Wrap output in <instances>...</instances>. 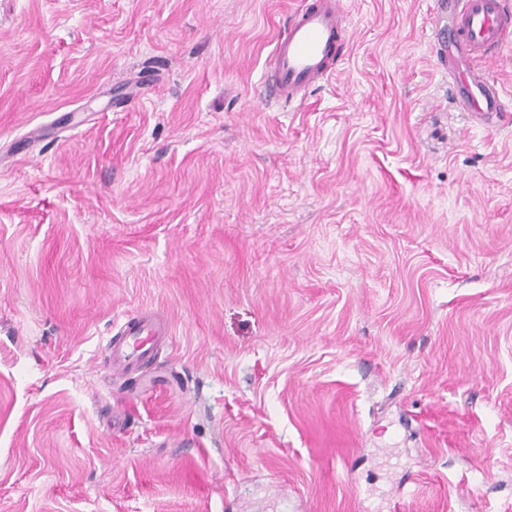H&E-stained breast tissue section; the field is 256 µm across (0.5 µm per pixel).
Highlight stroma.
Here are the masks:
<instances>
[{"label": "stroma", "mask_w": 512, "mask_h": 512, "mask_svg": "<svg viewBox=\"0 0 512 512\" xmlns=\"http://www.w3.org/2000/svg\"><path fill=\"white\" fill-rule=\"evenodd\" d=\"M430 2L291 108L300 0H0V512H512V126ZM121 329L126 340L123 344H112L109 365L115 372H124L134 363L143 361L150 354L152 336L159 331L156 322L149 315L136 317L125 322Z\"/></svg>", "instance_id": "obj_1"}]
</instances>
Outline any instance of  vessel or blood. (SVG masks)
Wrapping results in <instances>:
<instances>
[{
	"label": "vessel or blood",
	"mask_w": 512,
	"mask_h": 512,
	"mask_svg": "<svg viewBox=\"0 0 512 512\" xmlns=\"http://www.w3.org/2000/svg\"><path fill=\"white\" fill-rule=\"evenodd\" d=\"M454 52L439 49L437 57L450 78L461 81L459 104L480 122L501 115L497 88L473 60L496 61L512 42V0H457ZM348 27L343 0H308L279 29L270 52L271 68L263 72L258 91L267 101H303L310 88L328 80L346 44ZM124 343L111 345L109 364L122 372L143 361L158 331L151 316L129 319L122 326Z\"/></svg>",
	"instance_id": "obj_1"
}]
</instances>
